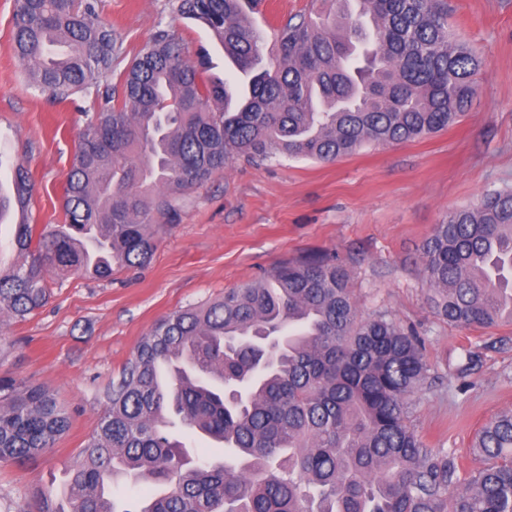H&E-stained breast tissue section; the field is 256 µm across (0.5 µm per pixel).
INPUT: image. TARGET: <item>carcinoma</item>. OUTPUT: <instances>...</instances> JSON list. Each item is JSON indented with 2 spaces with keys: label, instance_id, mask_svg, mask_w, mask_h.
I'll use <instances>...</instances> for the list:
<instances>
[{
  "label": "carcinoma",
  "instance_id": "obj_1",
  "mask_svg": "<svg viewBox=\"0 0 512 512\" xmlns=\"http://www.w3.org/2000/svg\"><path fill=\"white\" fill-rule=\"evenodd\" d=\"M100 0H16L13 52L54 100L95 88L66 175L65 223L15 225L22 261L0 268V313L23 319L54 276L110 280L147 265L155 226L233 159L335 163L366 144L448 128L467 114L483 61L448 29L446 0H321L273 25L275 55L240 0H178L205 24L246 85L202 77L167 29L100 87L118 53ZM17 165L0 215L30 204ZM428 300L463 327L512 324V190L451 211L421 249ZM421 339L364 319L346 269L311 256L206 305L174 310L141 339L67 468L70 494L33 493L32 512H512V412L490 419L466 473L425 444L408 416L427 379ZM223 445L233 463L191 456L170 415ZM50 389L0 375V461L24 465L68 430ZM124 481L139 497L120 503Z\"/></svg>",
  "mask_w": 512,
  "mask_h": 512
}]
</instances>
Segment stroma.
<instances>
[{
	"instance_id": "stroma-1",
	"label": "stroma",
	"mask_w": 512,
	"mask_h": 512,
	"mask_svg": "<svg viewBox=\"0 0 512 512\" xmlns=\"http://www.w3.org/2000/svg\"><path fill=\"white\" fill-rule=\"evenodd\" d=\"M122 55L99 79L113 85L160 29L189 59L206 52V78L234 68L213 33L179 16L172 0H101ZM455 37L483 58L467 116L446 130L389 146L367 144L325 164L240 157L192 192L174 227H156L148 266L111 280H50V302L23 319L0 315V374L47 386L71 415L50 452L20 467L0 462V512H29L42 488L62 493L66 467L97 426L105 392L140 339L171 311L260 279L273 267L329 254L350 275L363 317L383 313L425 343L428 378L411 420L429 444L483 467L471 446L483 425L512 411V325L465 328L436 317L427 301L420 248L448 211L512 187V0H448ZM313 0H260L242 16L260 31L309 11ZM15 0H0V187L14 164L35 184L30 221H64L66 174L94 93L55 102L30 85L12 49Z\"/></svg>"
}]
</instances>
